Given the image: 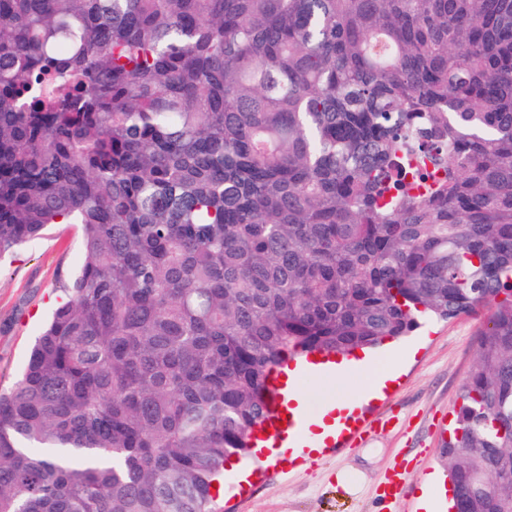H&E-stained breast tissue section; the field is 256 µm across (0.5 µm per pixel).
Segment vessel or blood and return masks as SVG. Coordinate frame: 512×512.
Segmentation results:
<instances>
[{
    "label": "vessel or blood",
    "instance_id": "b4317fda",
    "mask_svg": "<svg viewBox=\"0 0 512 512\" xmlns=\"http://www.w3.org/2000/svg\"><path fill=\"white\" fill-rule=\"evenodd\" d=\"M329 372L328 360L323 356L296 363L291 371L284 367L274 369L267 383L269 398L266 416L251 432L253 446L278 448L286 443L297 448L315 447L311 420L317 410L307 402L295 406L292 395L298 389L300 380L313 379Z\"/></svg>",
    "mask_w": 512,
    "mask_h": 512
}]
</instances>
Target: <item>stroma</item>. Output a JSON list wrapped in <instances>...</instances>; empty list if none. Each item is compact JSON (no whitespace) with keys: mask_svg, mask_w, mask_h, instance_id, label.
Here are the masks:
<instances>
[{"mask_svg":"<svg viewBox=\"0 0 512 512\" xmlns=\"http://www.w3.org/2000/svg\"><path fill=\"white\" fill-rule=\"evenodd\" d=\"M77 226L54 224L38 240L0 260V389L20 376L42 323L77 271ZM481 316L425 320L409 336L377 348L397 358L400 375L382 398L365 407V433L336 455L302 467L289 458L262 464L231 459L224 470L223 512H417L420 485L446 477L445 428L474 362ZM404 466L401 503L379 497L378 485Z\"/></svg>","mask_w":512,"mask_h":512,"instance_id":"stroma-1","label":"stroma"}]
</instances>
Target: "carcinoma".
I'll return each mask as SVG.
<instances>
[{
	"label": "carcinoma",
	"mask_w": 512,
	"mask_h": 512,
	"mask_svg": "<svg viewBox=\"0 0 512 512\" xmlns=\"http://www.w3.org/2000/svg\"><path fill=\"white\" fill-rule=\"evenodd\" d=\"M51 224L0 512H219L272 369L483 308L452 510L512 512V0H0V258Z\"/></svg>",
	"instance_id": "1"
}]
</instances>
